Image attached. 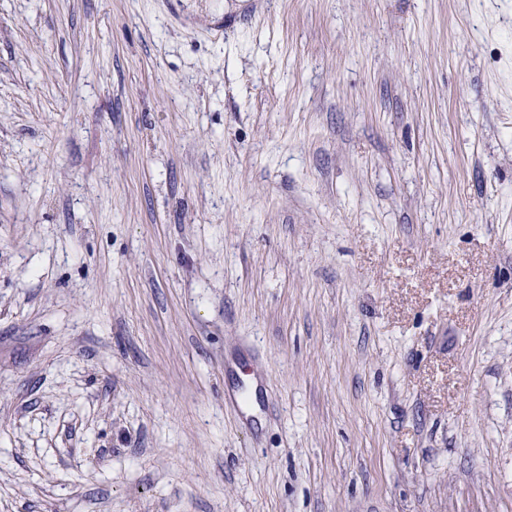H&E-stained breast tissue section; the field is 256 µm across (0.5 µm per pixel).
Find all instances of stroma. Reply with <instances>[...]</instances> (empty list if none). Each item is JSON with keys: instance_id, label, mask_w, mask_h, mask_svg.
I'll return each mask as SVG.
<instances>
[{"instance_id": "obj_1", "label": "stroma", "mask_w": 512, "mask_h": 512, "mask_svg": "<svg viewBox=\"0 0 512 512\" xmlns=\"http://www.w3.org/2000/svg\"><path fill=\"white\" fill-rule=\"evenodd\" d=\"M0 512H512V0H0Z\"/></svg>"}]
</instances>
